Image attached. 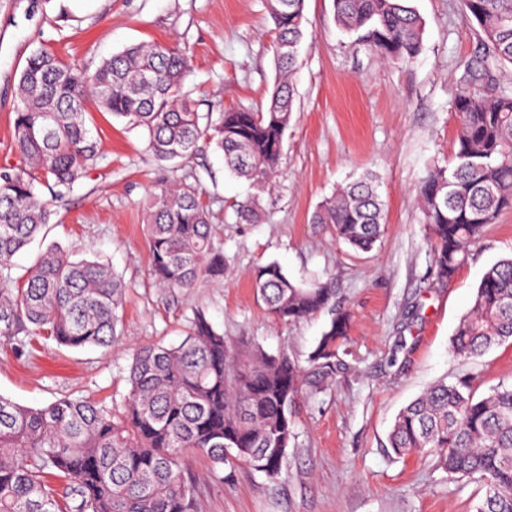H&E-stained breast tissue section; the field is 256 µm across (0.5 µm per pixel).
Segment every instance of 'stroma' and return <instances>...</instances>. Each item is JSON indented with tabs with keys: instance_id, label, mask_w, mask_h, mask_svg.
Returning a JSON list of instances; mask_svg holds the SVG:
<instances>
[{
	"instance_id": "35a3bbf8",
	"label": "stroma",
	"mask_w": 512,
	"mask_h": 512,
	"mask_svg": "<svg viewBox=\"0 0 512 512\" xmlns=\"http://www.w3.org/2000/svg\"><path fill=\"white\" fill-rule=\"evenodd\" d=\"M425 22L408 66L382 62L343 33L333 0H306L294 112L274 186L232 176L208 141L181 163L156 160L145 136L89 105L96 166L56 207L43 239L14 259L20 275L46 246L108 261L126 285L123 335L106 348H68L43 336L0 340V395L39 408L62 398L121 402L142 344H177L195 312L223 331L230 353L259 348L307 364L332 312L350 320L345 364L319 393L303 390L295 439L270 481L245 463L233 472L190 455L198 512H475L476 483L448 476L432 454L396 457L388 433L399 411L433 383L465 380L475 396L512 385V344L463 359L451 349L485 271L512 257V210L504 211L450 281L437 278L417 188L456 149L455 95L478 60L477 25L464 0H411ZM265 0H0V167L17 163L11 138L19 74L32 50L99 64L125 46L186 49L185 86L199 112L265 109L276 78ZM377 174L386 226L369 252L336 240L314 211L349 176ZM201 188L224 277L190 294L162 292L148 276L143 203L152 191ZM252 201L259 219L236 211ZM275 261L295 283L330 282L332 310L282 322L258 302L253 273Z\"/></svg>"
}]
</instances>
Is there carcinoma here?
<instances>
[{"instance_id": "obj_1", "label": "carcinoma", "mask_w": 512, "mask_h": 512, "mask_svg": "<svg viewBox=\"0 0 512 512\" xmlns=\"http://www.w3.org/2000/svg\"><path fill=\"white\" fill-rule=\"evenodd\" d=\"M278 77L266 109L198 112L183 92L191 73L184 49L139 43L95 68L39 47L17 84L12 141L19 163L0 168V270L50 223L62 200L97 165L86 104L140 129L160 161L187 160L207 139L226 168L264 188L276 175L294 111L292 74L303 38L305 0H266ZM485 54L512 65V0H464ZM341 29L383 60L414 62L425 22L409 0H334ZM457 149L432 167L418 199L434 241L436 275L451 280L487 226L512 208V91L465 88L452 101ZM378 179L364 173L336 189L313 215L336 239L370 251L384 233ZM149 275L163 291L189 293L224 275L202 192L163 187L146 203ZM256 297L284 322L319 313L335 289L302 286L276 262L257 268ZM124 285L109 264L48 248L23 274L0 285V337L43 335L57 344L107 347L122 334ZM348 318H331L303 368L285 353L230 354L224 334L198 313L177 345H145L132 355L121 409L64 398L41 408L0 396V512H194L185 457L222 468L242 460L273 481L295 439L293 407L344 366L338 349ZM512 341V258L492 265L460 319L451 346L463 358ZM397 457L433 452L448 474L476 482V512H512V386L476 399L469 386L439 382L403 408L388 435Z\"/></svg>"}]
</instances>
